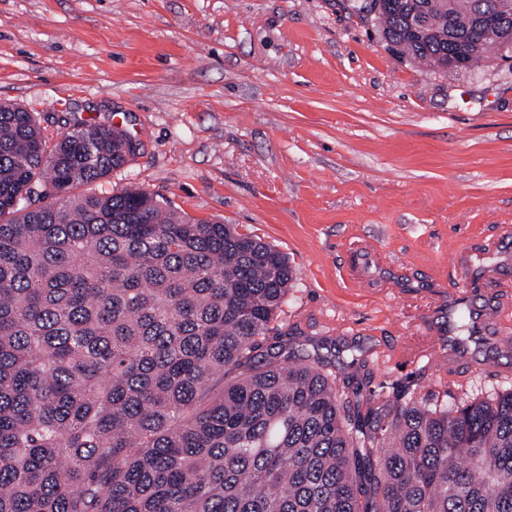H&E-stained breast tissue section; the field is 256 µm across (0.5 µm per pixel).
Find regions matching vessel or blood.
<instances>
[{"instance_id":"1","label":"vessel or blood","mask_w":512,"mask_h":512,"mask_svg":"<svg viewBox=\"0 0 512 512\" xmlns=\"http://www.w3.org/2000/svg\"><path fill=\"white\" fill-rule=\"evenodd\" d=\"M454 261L463 269L469 280H483L495 274L499 268L512 264V252L499 250L489 253L469 248H454ZM465 317L469 324L468 340L457 336L456 321ZM445 361L454 364L469 359L479 350L490 357H498L506 341L512 339V315L496 308L480 304L476 289L468 288L450 294L446 321Z\"/></svg>"}]
</instances>
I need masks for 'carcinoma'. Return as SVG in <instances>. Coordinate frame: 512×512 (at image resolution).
<instances>
[{"mask_svg": "<svg viewBox=\"0 0 512 512\" xmlns=\"http://www.w3.org/2000/svg\"><path fill=\"white\" fill-rule=\"evenodd\" d=\"M473 2L365 8L407 58L446 70L451 39L466 70L512 57V37L473 36ZM136 150L0 103V512H512V389L377 398L287 336L261 353L287 257L93 190Z\"/></svg>", "mask_w": 512, "mask_h": 512, "instance_id": "carcinoma-1", "label": "carcinoma"}]
</instances>
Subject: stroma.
<instances>
[{
  "instance_id": "stroma-1",
  "label": "stroma",
  "mask_w": 512,
  "mask_h": 512,
  "mask_svg": "<svg viewBox=\"0 0 512 512\" xmlns=\"http://www.w3.org/2000/svg\"><path fill=\"white\" fill-rule=\"evenodd\" d=\"M47 136L114 124L135 186L285 253L279 334L387 397L512 388V360L441 371L452 248L512 227V66L401 56L353 0H0V103ZM372 261L360 265L361 254Z\"/></svg>"
}]
</instances>
